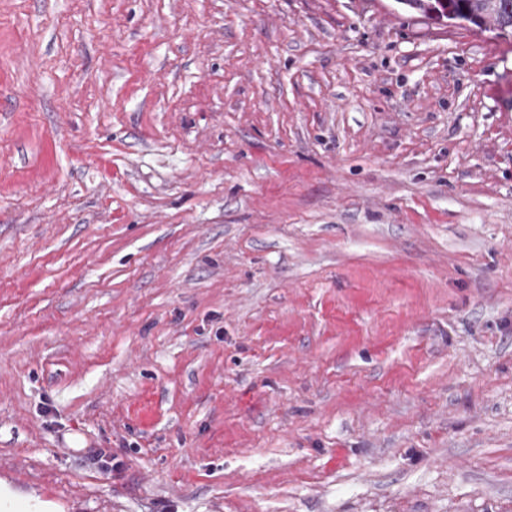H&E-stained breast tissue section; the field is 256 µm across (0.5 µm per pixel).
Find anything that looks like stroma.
<instances>
[{"label": "stroma", "instance_id": "obj_1", "mask_svg": "<svg viewBox=\"0 0 512 512\" xmlns=\"http://www.w3.org/2000/svg\"><path fill=\"white\" fill-rule=\"evenodd\" d=\"M0 480L512 512V37L399 0H0Z\"/></svg>", "mask_w": 512, "mask_h": 512}]
</instances>
